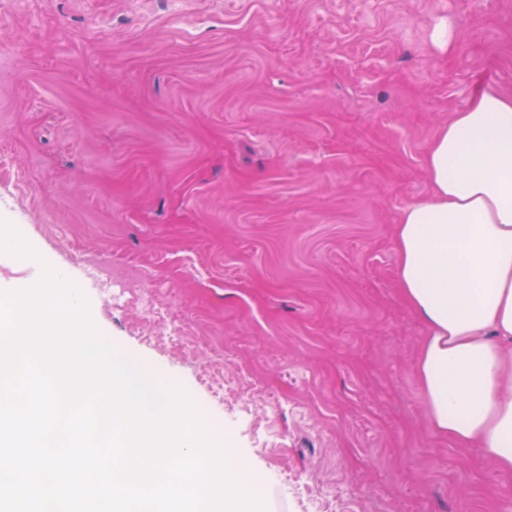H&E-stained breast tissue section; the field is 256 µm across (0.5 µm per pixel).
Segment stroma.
Returning a JSON list of instances; mask_svg holds the SVG:
<instances>
[{"label":"stroma","mask_w":512,"mask_h":512,"mask_svg":"<svg viewBox=\"0 0 512 512\" xmlns=\"http://www.w3.org/2000/svg\"><path fill=\"white\" fill-rule=\"evenodd\" d=\"M489 88L512 95V0H0V218L178 381L265 512H512V475L427 428L393 232ZM77 246L162 281L181 339Z\"/></svg>","instance_id":"35a3bbf8"}]
</instances>
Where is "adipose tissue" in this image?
Wrapping results in <instances>:
<instances>
[{"label": "adipose tissue", "instance_id": "obj_1", "mask_svg": "<svg viewBox=\"0 0 512 512\" xmlns=\"http://www.w3.org/2000/svg\"><path fill=\"white\" fill-rule=\"evenodd\" d=\"M431 193L395 228L397 281L423 323L433 436L512 474V97L476 95L428 146Z\"/></svg>", "mask_w": 512, "mask_h": 512}]
</instances>
